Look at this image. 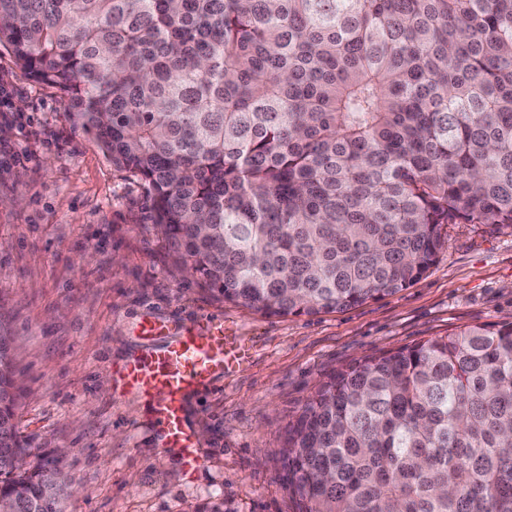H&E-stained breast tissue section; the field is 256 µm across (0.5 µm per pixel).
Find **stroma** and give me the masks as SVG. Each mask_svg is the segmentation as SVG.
<instances>
[{
    "mask_svg": "<svg viewBox=\"0 0 512 512\" xmlns=\"http://www.w3.org/2000/svg\"><path fill=\"white\" fill-rule=\"evenodd\" d=\"M444 236L412 287L353 308L268 316L224 301L173 262L144 182L0 46V320L20 350V435L64 451L65 512H296L275 451L322 382L382 349L512 320V227L450 224ZM206 318L251 359L188 407L205 458L189 475L142 399L104 383L165 344L143 323Z\"/></svg>",
    "mask_w": 512,
    "mask_h": 512,
    "instance_id": "1",
    "label": "stroma"
}]
</instances>
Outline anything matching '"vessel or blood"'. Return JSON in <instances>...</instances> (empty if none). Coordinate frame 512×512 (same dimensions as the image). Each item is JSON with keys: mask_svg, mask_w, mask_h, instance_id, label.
<instances>
[{"mask_svg": "<svg viewBox=\"0 0 512 512\" xmlns=\"http://www.w3.org/2000/svg\"><path fill=\"white\" fill-rule=\"evenodd\" d=\"M249 351L244 341L225 335L223 323L210 321L181 331L164 348L124 365V387L145 400L167 445L180 452L187 469H198L202 457L185 414L186 398L225 369L242 367Z\"/></svg>", "mask_w": 512, "mask_h": 512, "instance_id": "b4317fda", "label": "vessel or blood"}]
</instances>
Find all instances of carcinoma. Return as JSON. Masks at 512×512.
I'll return each instance as SVG.
<instances>
[{
    "label": "carcinoma",
    "mask_w": 512,
    "mask_h": 512,
    "mask_svg": "<svg viewBox=\"0 0 512 512\" xmlns=\"http://www.w3.org/2000/svg\"><path fill=\"white\" fill-rule=\"evenodd\" d=\"M0 45L228 302L343 310L421 279L443 225H512V0H0ZM17 397L0 325V495L63 512ZM279 454L299 512H512V322L338 371Z\"/></svg>",
    "instance_id": "carcinoma-1"
}]
</instances>
